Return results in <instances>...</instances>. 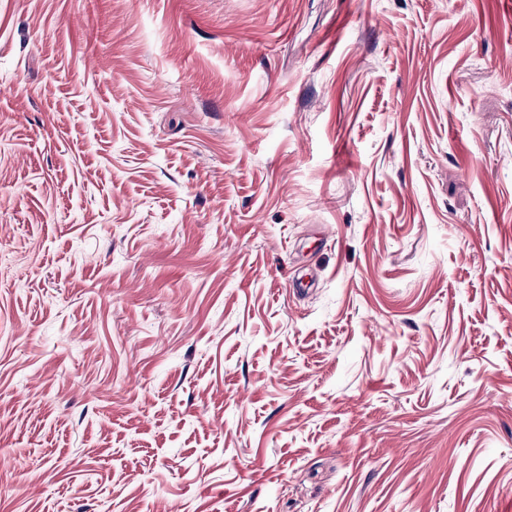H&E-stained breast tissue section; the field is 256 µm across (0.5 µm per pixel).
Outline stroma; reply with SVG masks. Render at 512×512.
Returning <instances> with one entry per match:
<instances>
[{"label":"stroma","instance_id":"1","mask_svg":"<svg viewBox=\"0 0 512 512\" xmlns=\"http://www.w3.org/2000/svg\"><path fill=\"white\" fill-rule=\"evenodd\" d=\"M111 504L512 512V0H0V512Z\"/></svg>","mask_w":512,"mask_h":512}]
</instances>
